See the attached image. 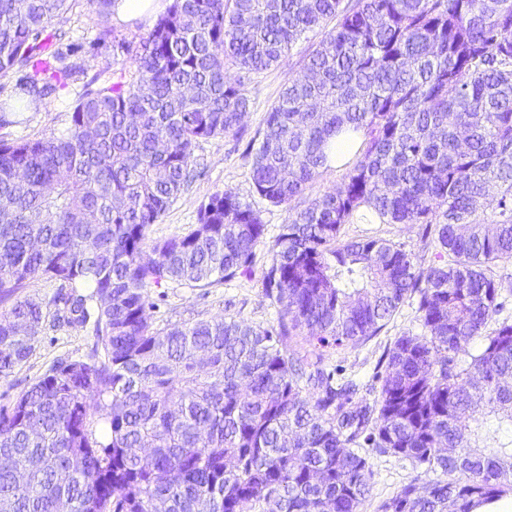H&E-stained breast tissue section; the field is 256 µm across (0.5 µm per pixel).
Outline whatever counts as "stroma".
I'll return each instance as SVG.
<instances>
[{
  "label": "stroma",
  "instance_id": "obj_1",
  "mask_svg": "<svg viewBox=\"0 0 512 512\" xmlns=\"http://www.w3.org/2000/svg\"><path fill=\"white\" fill-rule=\"evenodd\" d=\"M152 19L132 24H113L110 14L102 12L96 0H75L64 19L55 21L52 29L61 45L75 44L80 48L76 56L87 75H100L111 79L113 72L129 67L128 55L114 51L111 40L103 41L99 33L112 27L114 38L138 42L152 26ZM307 42L294 46L286 61L253 76L247 84L250 110L243 131L236 136L226 135L200 142L194 152L199 171L188 190L170 205L163 217L149 227V241H158L188 233L196 224L198 209L217 192L228 190L243 200L252 202L263 211L268 237H275L282 224L287 223L284 208L265 206L254 193L250 179L251 159L245 154L249 140L264 128L268 110L277 101L283 87L298 77L307 53ZM82 87L81 81L71 82L61 99L48 102L38 111L27 113L23 124L7 128L8 137L64 134L68 126L66 110ZM349 238L376 236L403 243L406 249L422 252L421 231L415 225L401 224H349L345 227ZM268 261L266 246L256 250L254 272L251 276H238L233 280L209 288H191L171 283L149 289V313L156 327L167 324L192 322L217 315L236 316L252 324L266 326L276 323L278 310L265 296L261 270ZM414 309L403 305L380 335L356 345L342 347L320 346L307 335L293 337L291 346L309 360H321L323 366L336 377L351 378L367 388H379L376 377L378 364L390 343L405 332L416 331ZM93 342L92 326H56L46 324L38 346L22 368L10 377L0 379V406L9 404L22 390L34 383L57 359L77 358L85 355ZM373 476L361 512H377L382 502L389 499L406 483L413 473L409 460L391 455L371 453Z\"/></svg>",
  "mask_w": 512,
  "mask_h": 512
}]
</instances>
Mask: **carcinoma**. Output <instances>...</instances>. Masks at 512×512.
Returning a JSON list of instances; mask_svg holds the SVG:
<instances>
[{
    "instance_id": "cac0c4a2",
    "label": "carcinoma",
    "mask_w": 512,
    "mask_h": 512,
    "mask_svg": "<svg viewBox=\"0 0 512 512\" xmlns=\"http://www.w3.org/2000/svg\"><path fill=\"white\" fill-rule=\"evenodd\" d=\"M73 0H0V128L84 68L49 30ZM248 142L255 193L288 211L268 245L277 325L215 316L161 331L147 289L252 272L261 210L231 191L186 234L147 246L187 189L199 142L237 134L246 83L308 34ZM132 70L83 86L59 136L0 137V378L50 312L93 322L89 354L57 360L0 407V512H359L372 450L422 470L379 512H472L512 490V0H172ZM236 69L228 73L227 66ZM362 137L331 191L325 147ZM362 224H418L430 257ZM51 299L18 295L33 277ZM371 399L307 369L288 342L380 334L405 303ZM439 474L424 479L422 474ZM346 175V169L330 168L325 170L320 177H318L308 190L309 197H315L323 194L327 190H331L336 185H339Z\"/></svg>"
}]
</instances>
